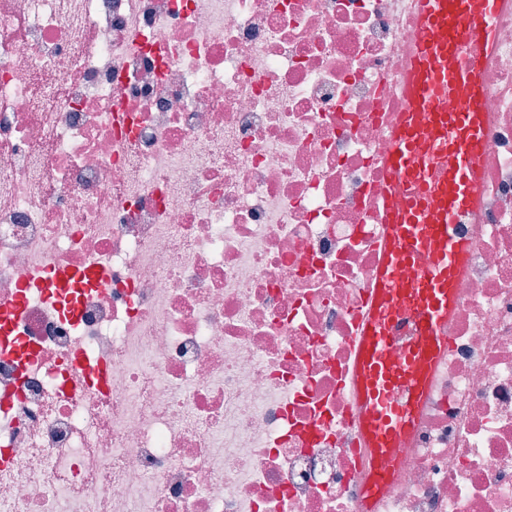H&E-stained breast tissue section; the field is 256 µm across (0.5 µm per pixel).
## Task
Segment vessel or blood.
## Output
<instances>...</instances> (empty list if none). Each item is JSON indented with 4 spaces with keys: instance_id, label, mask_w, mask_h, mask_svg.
I'll return each mask as SVG.
<instances>
[{
    "instance_id": "b4317fda",
    "label": "vessel or blood",
    "mask_w": 512,
    "mask_h": 512,
    "mask_svg": "<svg viewBox=\"0 0 512 512\" xmlns=\"http://www.w3.org/2000/svg\"><path fill=\"white\" fill-rule=\"evenodd\" d=\"M417 6L402 88L406 108L384 158L402 205L384 216L374 286L354 336L353 432L370 452L374 486L394 478L448 349L456 283L470 253L458 226L476 212L481 194L487 125L477 61L493 48L501 0H417ZM424 136L429 142L422 148ZM424 252L432 261L423 268L417 257ZM395 349L400 357L392 364L388 354Z\"/></svg>"
}]
</instances>
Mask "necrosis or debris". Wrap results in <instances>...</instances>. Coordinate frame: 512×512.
I'll return each instance as SVG.
<instances>
[{
  "mask_svg": "<svg viewBox=\"0 0 512 512\" xmlns=\"http://www.w3.org/2000/svg\"><path fill=\"white\" fill-rule=\"evenodd\" d=\"M417 25L409 0H0V512H512V0L449 347L369 508L350 437Z\"/></svg>",
  "mask_w": 512,
  "mask_h": 512,
  "instance_id": "1",
  "label": "necrosis or debris"
}]
</instances>
